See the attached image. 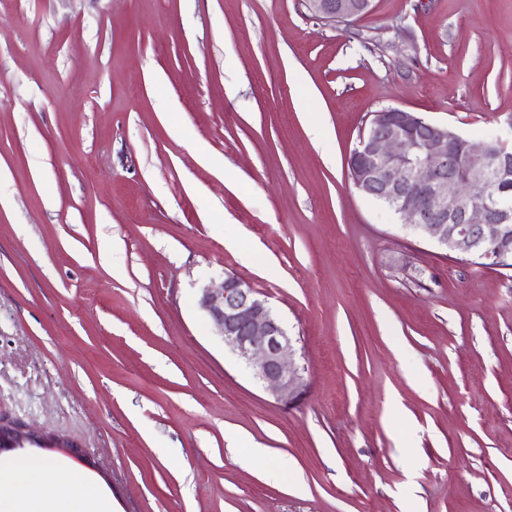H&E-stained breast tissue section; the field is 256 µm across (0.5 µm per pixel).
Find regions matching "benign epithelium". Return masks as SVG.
Listing matches in <instances>:
<instances>
[{
    "label": "benign epithelium",
    "mask_w": 512,
    "mask_h": 512,
    "mask_svg": "<svg viewBox=\"0 0 512 512\" xmlns=\"http://www.w3.org/2000/svg\"><path fill=\"white\" fill-rule=\"evenodd\" d=\"M328 25L356 20L373 0H304ZM356 189L391 203L425 239L458 254L498 265L512 259V150L495 136L475 141L399 108L374 114L348 159ZM216 335L279 400L300 384L292 341L266 300L245 281L227 276L197 299ZM69 448L68 441L19 421L0 419V446Z\"/></svg>",
    "instance_id": "obj_1"
}]
</instances>
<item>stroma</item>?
Listing matches in <instances>:
<instances>
[{
  "label": "stroma",
  "instance_id": "obj_1",
  "mask_svg": "<svg viewBox=\"0 0 512 512\" xmlns=\"http://www.w3.org/2000/svg\"><path fill=\"white\" fill-rule=\"evenodd\" d=\"M386 108L512 142V0H0V418L117 512H512V266L354 187ZM228 274L294 401L198 309ZM308 10L328 25L356 20L373 9V0H304ZM217 336L250 367L278 400L292 398L300 384L292 341L267 301L248 283L228 275L202 288L197 299ZM0 444L3 448H23L25 445L33 447L38 445L44 448H73V445L64 439L45 432L32 430L22 422H5L1 418Z\"/></svg>",
  "mask_w": 512,
  "mask_h": 512
}]
</instances>
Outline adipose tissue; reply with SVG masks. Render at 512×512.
Masks as SVG:
<instances>
[{"label":"adipose tissue","instance_id":"ef3b65f1","mask_svg":"<svg viewBox=\"0 0 512 512\" xmlns=\"http://www.w3.org/2000/svg\"><path fill=\"white\" fill-rule=\"evenodd\" d=\"M57 484L65 493L54 492ZM0 512H113V504L89 474L26 455L0 465Z\"/></svg>","mask_w":512,"mask_h":512}]
</instances>
